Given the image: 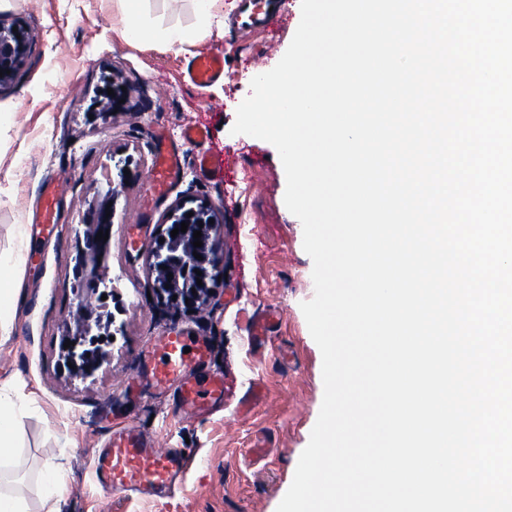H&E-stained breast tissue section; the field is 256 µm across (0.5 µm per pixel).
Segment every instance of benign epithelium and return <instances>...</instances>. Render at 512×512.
Here are the masks:
<instances>
[{
    "label": "benign epithelium",
    "mask_w": 512,
    "mask_h": 512,
    "mask_svg": "<svg viewBox=\"0 0 512 512\" xmlns=\"http://www.w3.org/2000/svg\"><path fill=\"white\" fill-rule=\"evenodd\" d=\"M28 50L29 34L24 27L0 25V69L4 70L0 74V85L15 77L26 61ZM190 212L193 213L191 217L188 216ZM212 218L214 215L204 202L189 208L183 204L176 206L168 216L164 242L158 244L152 254L154 292L166 303L188 312L203 311L219 285L218 278L224 277L219 247L213 236L214 225L210 224ZM183 222L188 224L187 231L171 236V231L181 227ZM106 229H112V217L106 216V209L103 208L95 213L93 219L76 236L83 257L74 271V294L78 301L75 317L77 328L75 334L68 337L74 345L64 350L65 363L72 364L68 373L75 379L86 380L94 376L105 361L107 353L104 349L90 351L101 335V330H106L108 345L112 344L109 337L122 330V325L116 324V316L113 314L104 324L94 319L103 303L101 297L116 296L113 281L106 280L100 273L103 263L98 261V258L106 256L110 241L98 240L96 236L99 231ZM196 231L201 232L200 247L193 245V234ZM196 253L201 255V259L194 257ZM196 269L202 272V285L192 293L181 288V279Z\"/></svg>",
    "instance_id": "7a95c632"
}]
</instances>
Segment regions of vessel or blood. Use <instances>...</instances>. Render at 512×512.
<instances>
[{
	"label": "vessel or blood",
	"instance_id": "vessel-or-blood-1",
	"mask_svg": "<svg viewBox=\"0 0 512 512\" xmlns=\"http://www.w3.org/2000/svg\"><path fill=\"white\" fill-rule=\"evenodd\" d=\"M224 73V56L211 51L198 52L189 76L204 87ZM179 157L171 151H157L154 158L152 186L163 192L177 177ZM209 354L207 344L199 339L187 340L178 333L162 336L158 345L145 355L146 366L155 385L163 390L175 389L177 408L185 415L202 413L208 405L223 402L229 392L223 374L205 377L197 371ZM189 464L188 455L179 448L156 449L148 445L135 427L116 430L107 448L94 459L93 467L99 486L107 494L139 493L159 496L171 490Z\"/></svg>",
	"mask_w": 512,
	"mask_h": 512
}]
</instances>
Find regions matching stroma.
Instances as JSON below:
<instances>
[{
    "instance_id": "obj_1",
    "label": "stroma",
    "mask_w": 512,
    "mask_h": 512,
    "mask_svg": "<svg viewBox=\"0 0 512 512\" xmlns=\"http://www.w3.org/2000/svg\"><path fill=\"white\" fill-rule=\"evenodd\" d=\"M239 0H224L223 34L169 45L171 27L198 23L193 0H145L151 35L131 45L112 32L117 0H10L0 23L25 24V65L0 85V160L15 166L13 192L0 195V255L22 256L15 277L22 296L8 335H0V391L23 400L18 447L6 476L31 507L39 505V473L60 461L67 493L62 512H277L320 412L322 355L300 305L312 299L313 262L300 220L285 206V171L275 147L232 134L238 106L258 74L288 49L296 16L284 7L268 29L238 28ZM224 56V75L195 86L188 66L196 52ZM127 92L122 114L96 111L107 81ZM201 124L207 137L187 142L182 131ZM177 148L181 173L165 194L151 187L154 131ZM225 152L229 178L201 169L198 156ZM124 160L130 174L113 204L105 262L119 281L124 333L106 363L85 381L70 378L61 342L74 332L77 302L70 285L76 232L103 202ZM55 192L52 224L40 221L45 188ZM211 205L226 277L206 315L177 314L149 299L152 249L177 204ZM275 310L279 322L264 343L249 339L246 316ZM178 330L209 346L208 369L233 383L223 405L181 416L174 391L157 390L143 366L147 349ZM257 385L249 408L239 400ZM135 426L162 448H182L191 463L175 490L161 498L135 493L104 498L94 456L114 429Z\"/></svg>"
}]
</instances>
